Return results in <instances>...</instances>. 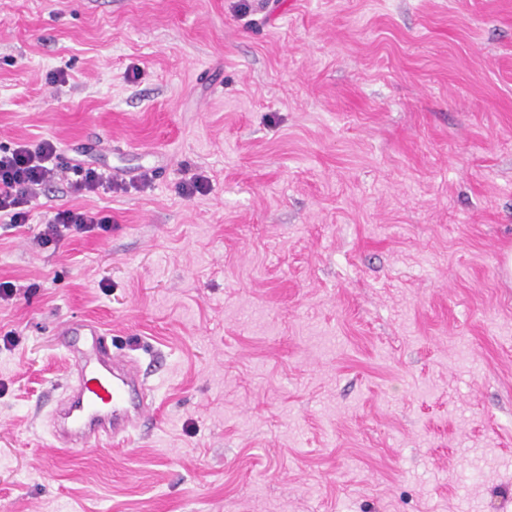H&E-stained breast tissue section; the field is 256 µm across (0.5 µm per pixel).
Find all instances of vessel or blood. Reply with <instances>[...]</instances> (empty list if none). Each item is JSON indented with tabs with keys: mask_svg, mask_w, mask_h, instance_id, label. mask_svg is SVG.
<instances>
[{
	"mask_svg": "<svg viewBox=\"0 0 512 512\" xmlns=\"http://www.w3.org/2000/svg\"><path fill=\"white\" fill-rule=\"evenodd\" d=\"M58 336L73 361V381L51 414L54 447L75 451L106 440L129 442L147 420L135 363L113 354L97 320L67 322Z\"/></svg>",
	"mask_w": 512,
	"mask_h": 512,
	"instance_id": "vessel-or-blood-1",
	"label": "vessel or blood"
}]
</instances>
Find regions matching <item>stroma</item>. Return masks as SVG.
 <instances>
[{"label":"stroma","mask_w":512,"mask_h":512,"mask_svg":"<svg viewBox=\"0 0 512 512\" xmlns=\"http://www.w3.org/2000/svg\"><path fill=\"white\" fill-rule=\"evenodd\" d=\"M42 140L105 184L0 220V512H512V0H0ZM80 318L150 418L53 452ZM106 221L107 217H100L93 212L59 210L49 218L47 224H44L45 227L36 236V241L39 245H46L54 239H60L70 227L82 232H93L95 229L102 228Z\"/></svg>","instance_id":"35a3bbf8"}]
</instances>
